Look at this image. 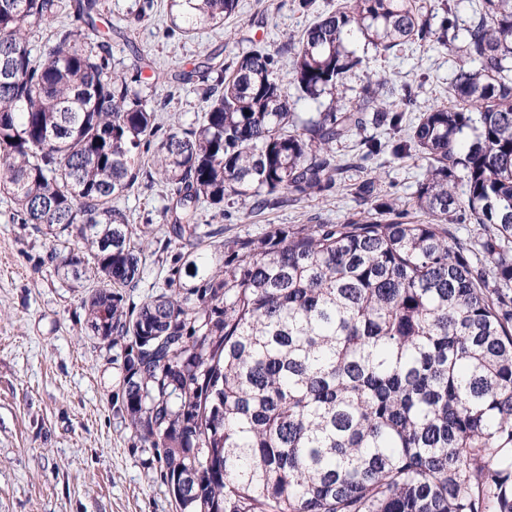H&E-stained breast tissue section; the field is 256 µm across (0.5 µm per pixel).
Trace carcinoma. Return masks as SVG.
<instances>
[{
  "label": "carcinoma",
  "instance_id": "cac0c4a2",
  "mask_svg": "<svg viewBox=\"0 0 512 512\" xmlns=\"http://www.w3.org/2000/svg\"><path fill=\"white\" fill-rule=\"evenodd\" d=\"M100 6L0 0V193L21 223L77 239L51 251L64 277L102 281L87 328L124 344L118 410L180 512H512V0H482L460 45L455 0H299L313 21L284 44L291 70L255 41L184 72L216 77L204 112L166 129L144 88L168 74L112 75ZM237 9L170 0L186 36ZM64 11L80 28L32 53ZM412 41L454 49L451 105L418 112L382 75L343 101L360 45ZM369 127L360 160L429 162L414 200L371 176L341 224L201 251L215 232L199 210L321 196L346 169L336 145ZM146 167L179 252L167 287L129 307L147 245L118 202ZM458 212L476 245L448 236Z\"/></svg>",
  "mask_w": 512,
  "mask_h": 512
}]
</instances>
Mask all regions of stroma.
Wrapping results in <instances>:
<instances>
[{
    "mask_svg": "<svg viewBox=\"0 0 512 512\" xmlns=\"http://www.w3.org/2000/svg\"><path fill=\"white\" fill-rule=\"evenodd\" d=\"M103 5L112 71L126 78L139 65L173 76L214 51L228 62L253 39L277 52L286 71L292 58L283 43L313 20L297 0H239L237 15L224 25L188 37L173 29L167 0ZM454 61L448 49L410 42L350 72L346 97L354 99L369 78L385 74L397 85H413L419 109L445 106ZM207 88L199 79H172L149 96L163 123L177 117L187 124L203 112ZM425 172L424 160L382 155L344 173L332 192L313 199L250 218L233 205L221 218L203 209L198 221L223 228L227 240L261 234L273 224H338L354 213V188L363 179L378 176L382 194L406 201ZM167 195L158 182L145 179L119 202L148 241L165 235ZM74 243V237L21 223L0 194V512H176L156 470L146 468L145 453L133 449L113 403L122 348L85 328L81 302L98 283L63 278L49 258L52 250L63 252ZM175 257L172 249L147 253L137 286L123 291L126 301L141 303L163 287Z\"/></svg>",
    "mask_w": 512,
    "mask_h": 512,
    "instance_id": "stroma-1",
    "label": "stroma"
}]
</instances>
